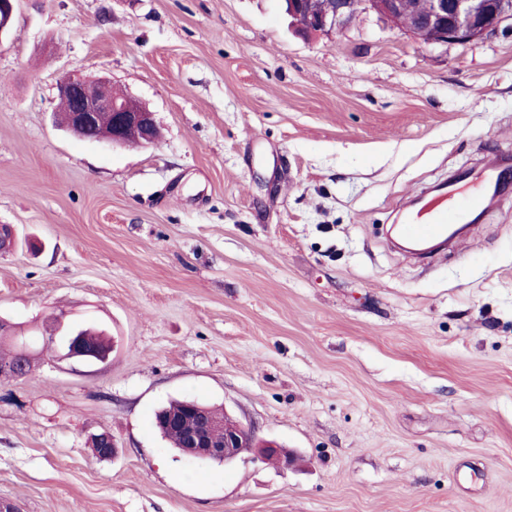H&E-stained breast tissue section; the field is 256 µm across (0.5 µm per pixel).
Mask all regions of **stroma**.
I'll use <instances>...</instances> for the list:
<instances>
[{
    "label": "stroma",
    "instance_id": "stroma-1",
    "mask_svg": "<svg viewBox=\"0 0 512 512\" xmlns=\"http://www.w3.org/2000/svg\"><path fill=\"white\" fill-rule=\"evenodd\" d=\"M108 78L155 144L79 139L56 84ZM512 157V23L423 45L377 14L299 35L282 0H17L0 38V319L92 324L84 366L0 379L19 512H512V192L431 264L390 224ZM193 399L292 450L190 462ZM109 432L114 458L91 435Z\"/></svg>",
    "mask_w": 512,
    "mask_h": 512
}]
</instances>
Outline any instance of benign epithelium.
I'll use <instances>...</instances> for the list:
<instances>
[{
	"mask_svg": "<svg viewBox=\"0 0 512 512\" xmlns=\"http://www.w3.org/2000/svg\"><path fill=\"white\" fill-rule=\"evenodd\" d=\"M16 0H0V37L9 30ZM408 0H285L288 15L307 35L328 33L350 25L360 14L371 11L392 27L425 45L466 44L496 33L512 21V0H430L424 13H409ZM59 103L67 106L66 128L91 141L122 146L133 138L150 145L156 138L154 114L137 100L112 90V83L99 79L95 92L80 75L70 74L57 83ZM60 357L76 363H105L112 348L100 349L78 341L55 345ZM186 429L179 453L189 461H236L242 449L257 450L256 458L275 459L284 467L292 465L291 454L273 445L259 446L248 425L224 414L218 424L205 408L192 402L173 419Z\"/></svg>",
	"mask_w": 512,
	"mask_h": 512,
	"instance_id": "benign-epithelium-1",
	"label": "benign epithelium"
}]
</instances>
